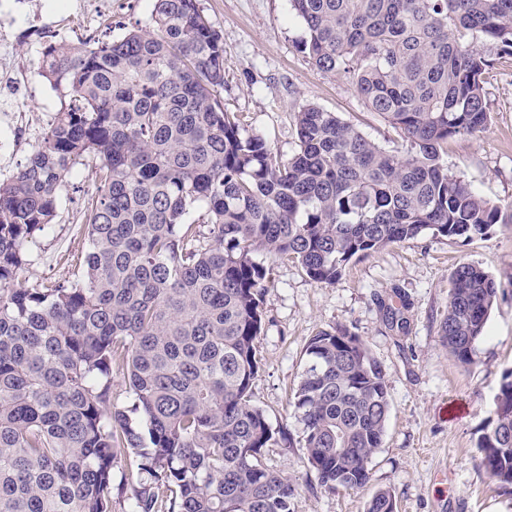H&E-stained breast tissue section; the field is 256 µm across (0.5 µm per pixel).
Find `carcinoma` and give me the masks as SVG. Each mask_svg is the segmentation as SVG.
I'll list each match as a JSON object with an SVG mask.
<instances>
[{"instance_id":"1","label":"carcinoma","mask_w":512,"mask_h":512,"mask_svg":"<svg viewBox=\"0 0 512 512\" xmlns=\"http://www.w3.org/2000/svg\"><path fill=\"white\" fill-rule=\"evenodd\" d=\"M303 51L344 76L410 142L401 155L305 105L288 156L217 96L224 43L197 0H154L151 29L50 44L39 74L68 97L26 164L0 183V512H293L262 463L283 432L250 403L270 267L331 285L354 258L423 234L471 241L511 224L442 163L491 119L484 75L512 56V0H290ZM98 161L77 279L25 287L28 241L67 176ZM209 224L190 219L198 209ZM500 282L451 276L441 335L467 365ZM295 408L327 490L360 489L390 413L385 369L346 329L312 336ZM123 376L131 408L112 400ZM477 441L512 486V370ZM141 415L133 424L130 414ZM377 491L366 512H395Z\"/></svg>"}]
</instances>
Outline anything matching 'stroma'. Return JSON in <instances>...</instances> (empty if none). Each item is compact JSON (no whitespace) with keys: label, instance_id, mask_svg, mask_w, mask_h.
I'll return each mask as SVG.
<instances>
[{"label":"stroma","instance_id":"obj_1","mask_svg":"<svg viewBox=\"0 0 512 512\" xmlns=\"http://www.w3.org/2000/svg\"><path fill=\"white\" fill-rule=\"evenodd\" d=\"M224 43L225 111L241 115L274 151L294 148V115L316 105L337 113L380 145L401 152L409 144L371 112L340 75L320 72L302 51L306 30L289 0H198ZM153 0H0V17L13 13V76L0 74V181L23 165L43 130L66 103L38 74L45 46L116 39L152 26ZM490 123L472 136L450 139L442 152L449 170L498 205L512 204V57L486 76ZM97 163L76 166L51 226L27 245L20 278L47 286L77 278L88 240L85 213ZM472 263L503 288L476 342L470 364H460L441 338L440 322L456 267ZM265 316L257 346L262 366L252 404L286 439L269 449L266 465L294 487V512H365L377 491H391L397 512H512L506 489L479 466L477 440L494 410L502 374L512 370V224L459 242L425 235L352 261L331 285L311 282L296 263L271 266ZM396 319H388V309ZM355 333L386 370L391 410L368 483L333 491L319 486L300 445L294 393L307 362L306 345L321 330Z\"/></svg>","mask_w":512,"mask_h":512}]
</instances>
